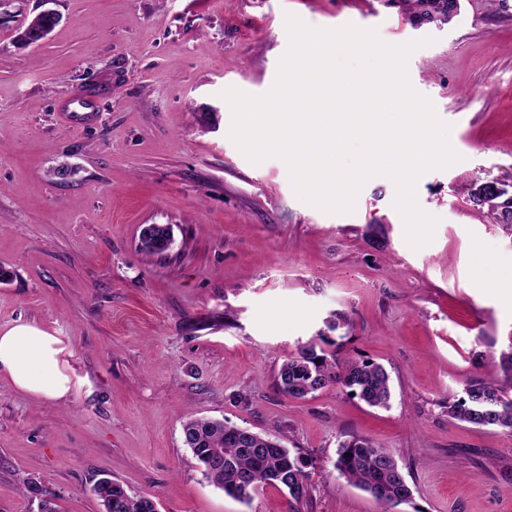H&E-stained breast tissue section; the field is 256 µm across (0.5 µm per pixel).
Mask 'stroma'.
I'll list each match as a JSON object with an SVG mask.
<instances>
[{"mask_svg": "<svg viewBox=\"0 0 512 512\" xmlns=\"http://www.w3.org/2000/svg\"><path fill=\"white\" fill-rule=\"evenodd\" d=\"M60 24L22 47L42 0H0V328L27 321L72 352L64 404L0 378V512H103L111 476L159 512H383L334 467L338 444L389 448L413 490L395 512H512V434L448 413L465 382L512 345V227L474 202L512 197V0H461L446 25H413L393 0H53ZM377 29L390 44L433 37L412 86L452 126L461 156L425 174L432 243L412 250L391 180L370 179L350 214L298 200L285 163H250L228 137V87L261 95L288 47L286 13ZM94 96L96 119L62 102ZM67 164L75 173L54 177ZM168 224L167 253L139 235ZM347 324H328L336 315ZM389 373V407L331 385L304 399L281 365L319 334ZM229 420L307 458L309 495L266 486L242 503L203 475L182 441L190 418ZM506 190L498 187L496 183H486L479 186L474 194V199L481 205H488V209L494 218L507 227L512 226V197L505 198ZM172 243V231L168 224H148L139 236V251L151 257L167 252Z\"/></svg>", "mask_w": 512, "mask_h": 512, "instance_id": "obj_1", "label": "stroma"}]
</instances>
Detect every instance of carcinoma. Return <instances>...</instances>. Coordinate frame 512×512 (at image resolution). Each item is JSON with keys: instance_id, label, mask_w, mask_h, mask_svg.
I'll list each match as a JSON object with an SVG mask.
<instances>
[{"instance_id": "obj_1", "label": "carcinoma", "mask_w": 512, "mask_h": 512, "mask_svg": "<svg viewBox=\"0 0 512 512\" xmlns=\"http://www.w3.org/2000/svg\"><path fill=\"white\" fill-rule=\"evenodd\" d=\"M456 0H403L412 22L422 20L448 23V12ZM59 14L48 9L22 26L27 38L40 42L60 23ZM474 199L488 209L501 224L512 226V197L495 183L479 186ZM172 243L168 224H149L140 232L139 251L151 257L167 252ZM336 344L329 336L320 335L299 347L279 371L282 391L297 399L325 388L341 386L372 407H387L391 397L389 374L379 363L369 360L346 361L339 354L327 353L323 345ZM449 414L479 427H496L512 433V396L494 380L474 377L463 388L462 395L448 406ZM183 444L212 484L241 502L251 499L257 488L268 484L288 492L299 502L309 496L307 460L282 445L278 439L249 432L237 436L229 422L191 419L183 424ZM335 468L346 481L368 492L383 512L408 503L413 496L394 455L367 438L353 437L339 443ZM244 475L257 480L247 483ZM103 512H146L145 496L124 495V487L101 478L93 488Z\"/></svg>"}]
</instances>
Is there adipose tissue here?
I'll list each match as a JSON object with an SVG mask.
<instances>
[{"mask_svg":"<svg viewBox=\"0 0 512 512\" xmlns=\"http://www.w3.org/2000/svg\"><path fill=\"white\" fill-rule=\"evenodd\" d=\"M58 336L29 322L0 329V376L19 392L51 402L72 398L77 384Z\"/></svg>","mask_w":512,"mask_h":512,"instance_id":"obj_1","label":"adipose tissue"}]
</instances>
